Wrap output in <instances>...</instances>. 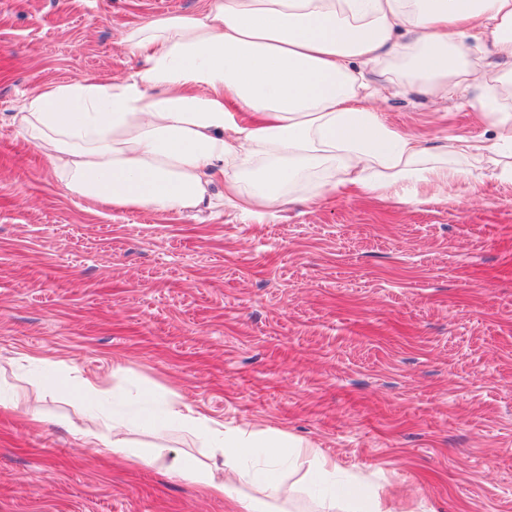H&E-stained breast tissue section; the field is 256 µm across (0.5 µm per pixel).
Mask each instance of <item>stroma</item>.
Here are the masks:
<instances>
[{
    "instance_id": "35a3bbf8",
    "label": "stroma",
    "mask_w": 512,
    "mask_h": 512,
    "mask_svg": "<svg viewBox=\"0 0 512 512\" xmlns=\"http://www.w3.org/2000/svg\"><path fill=\"white\" fill-rule=\"evenodd\" d=\"M202 0H0V383L45 393L49 424L0 409V512H229L161 464L130 465L63 426L182 397L230 426L309 442L372 475L397 512H512V181L400 204L318 198L263 214L206 202L117 210L71 194L13 121L35 89L123 77L120 34ZM363 74L392 129L424 146L493 130L465 98ZM137 446L200 456L171 425Z\"/></svg>"
}]
</instances>
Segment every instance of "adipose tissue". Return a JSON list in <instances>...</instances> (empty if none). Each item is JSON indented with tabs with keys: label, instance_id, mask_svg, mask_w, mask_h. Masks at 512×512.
Segmentation results:
<instances>
[{
	"label": "adipose tissue",
	"instance_id": "ef3b65f1",
	"mask_svg": "<svg viewBox=\"0 0 512 512\" xmlns=\"http://www.w3.org/2000/svg\"><path fill=\"white\" fill-rule=\"evenodd\" d=\"M475 35L494 61L471 58ZM142 68L122 79L83 78L34 90L14 121L69 192L104 205L172 212L196 207L216 175L224 202L245 213L318 177V195L351 189L397 198L406 188L440 194L473 164L503 158L512 180V0H205L202 10L150 18L124 30ZM386 82L445 97L470 89L487 140L457 138L443 154L467 168L427 163L410 133L366 107L355 63ZM202 439L208 459L134 448L122 420L79 429L87 445L135 464L165 462L235 512H273L283 473L308 462L300 487L315 512H396L367 478L339 477L334 459L275 429L229 427L170 399L162 416Z\"/></svg>",
	"mask_w": 512,
	"mask_h": 512
}]
</instances>
